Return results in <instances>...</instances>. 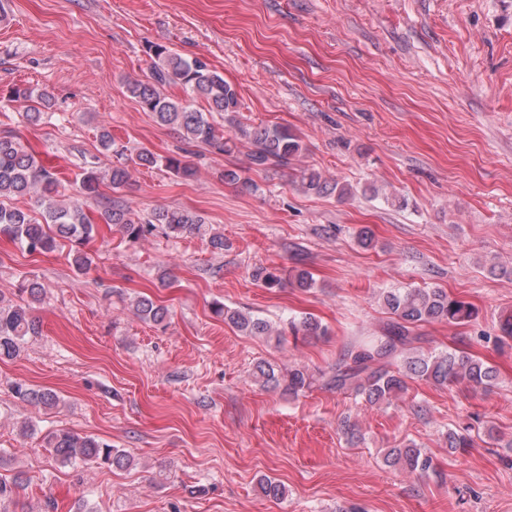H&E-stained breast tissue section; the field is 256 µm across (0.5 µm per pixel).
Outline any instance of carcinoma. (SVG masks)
<instances>
[{"label": "carcinoma", "mask_w": 512, "mask_h": 512, "mask_svg": "<svg viewBox=\"0 0 512 512\" xmlns=\"http://www.w3.org/2000/svg\"><path fill=\"white\" fill-rule=\"evenodd\" d=\"M151 59L150 73L145 79L127 81L126 89L142 110L157 122L176 129L184 142L202 143L211 152L229 155L237 144L249 145L248 169L286 168L303 151L299 136L286 127L244 123L238 118L239 94L237 88L224 80V75L200 58L187 59L162 44L147 46ZM182 87L185 98L173 99L165 94L170 85ZM12 101L26 104L24 118L32 123L43 119L36 110V96L28 87L17 86L11 93ZM204 100L208 110L195 107V101ZM219 114L232 128V133L220 132L213 120ZM101 146L112 154L114 161L107 176L112 192L117 193L131 177V168L166 167L174 175L190 179L196 168L184 155L160 157L149 150L136 157L126 154L124 146L115 142L109 130L99 133ZM101 177L94 168H87L80 178V197L68 203H56L61 182L57 174L46 168L41 160L27 151L21 136L14 130H0V235L19 242L32 254H47L60 244H70L72 263L76 270L89 269L92 259L84 247L94 239L96 222L86 213L89 201L100 207L99 222L113 225L130 244L160 228L165 236L193 233L203 220L187 210L162 208L145 218H135L119 198L100 192ZM301 188L307 193L332 194L343 197L350 193L347 185L330 182L315 170L300 171ZM224 183L234 188L255 192L258 185L242 176L239 168L224 169ZM33 193L44 205L40 216L14 207L10 200ZM254 280L266 288H281L285 283L299 288L313 284L310 274L303 269L285 272L278 268L259 266L252 271ZM382 306L390 314V321L377 336L346 345L336 370L325 384L338 390H349L371 405L388 403L406 393L407 381L423 379L439 386L465 387L472 394L486 393L497 384L495 367L485 360L458 349L405 354L406 347L419 341L415 328L428 323L467 325L477 320L478 311L469 302L448 294L443 288H390L381 295ZM215 313L224 317L245 336H269L280 343L284 331L272 329L259 316L231 309L215 307ZM134 314L140 320L161 324L169 310L149 297H140L134 303ZM293 337L326 336L328 328L320 321L305 316L288 320V331ZM39 333V324L27 304H5L0 298V360L19 356L27 337ZM255 379L265 386L280 390L292 398L310 388L314 376L308 369L290 366L285 370L261 361L253 368ZM16 396L30 404L52 409L58 406L57 395L48 389H35L25 383L14 386ZM448 449L455 453L473 446L470 434L449 430ZM56 462L63 466L94 462L121 469L131 463L126 452L99 441L92 435H80L67 430H56L43 437ZM386 466L420 476L436 472L432 457L412 440L385 450ZM31 483L24 472L10 481L0 480V502L11 500ZM265 496L278 500L285 494L284 486L274 478L259 482Z\"/></svg>", "instance_id": "cac0c4a2"}]
</instances>
